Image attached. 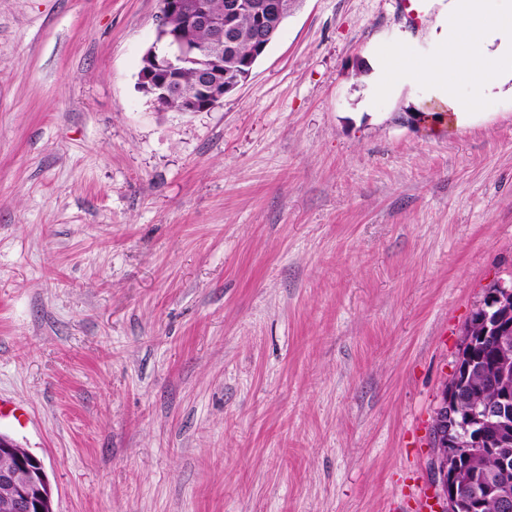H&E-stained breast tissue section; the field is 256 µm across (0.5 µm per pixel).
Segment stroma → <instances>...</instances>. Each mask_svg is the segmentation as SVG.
<instances>
[{
	"label": "stroma",
	"instance_id": "1",
	"mask_svg": "<svg viewBox=\"0 0 512 512\" xmlns=\"http://www.w3.org/2000/svg\"><path fill=\"white\" fill-rule=\"evenodd\" d=\"M160 0H0V433L54 512H392L512 281V102L368 98L443 0H301L205 112L138 87Z\"/></svg>",
	"mask_w": 512,
	"mask_h": 512
}]
</instances>
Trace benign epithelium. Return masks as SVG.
<instances>
[{
	"label": "benign epithelium",
	"instance_id": "benign-epithelium-1",
	"mask_svg": "<svg viewBox=\"0 0 512 512\" xmlns=\"http://www.w3.org/2000/svg\"><path fill=\"white\" fill-rule=\"evenodd\" d=\"M291 0H266L256 6L247 0H227L224 8L215 11L211 0H161L156 17L161 46H152L143 54L139 72L141 90L156 106L167 109V102L179 101L181 112L207 111L222 101L224 96L245 82L252 73V62L261 55L273 33L274 21L289 12ZM248 11L252 15L251 51L247 57L234 58L235 72L224 74V47L236 43V17ZM206 28L214 33L206 47L188 42L186 25ZM191 61L199 63L193 88H184L181 72ZM456 387L445 384L440 392L435 413L439 414L431 436V456L428 469L437 490L440 512H454L457 501V470L453 467L450 449L458 447V438L450 436L448 408L453 404ZM483 422L507 430L512 425V402L505 399L481 408ZM463 436L477 448L498 445L499 435L489 430L470 432L462 426ZM8 456L11 463L0 466V512H53L52 489L42 461L28 449L8 436L0 434V457ZM497 482L499 484L498 510L512 512V458H500Z\"/></svg>",
	"mask_w": 512,
	"mask_h": 512
}]
</instances>
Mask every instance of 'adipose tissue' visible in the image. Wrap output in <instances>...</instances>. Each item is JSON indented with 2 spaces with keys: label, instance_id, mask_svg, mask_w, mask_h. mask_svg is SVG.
Returning <instances> with one entry per match:
<instances>
[{
  "label": "adipose tissue",
  "instance_id": "1",
  "mask_svg": "<svg viewBox=\"0 0 512 512\" xmlns=\"http://www.w3.org/2000/svg\"><path fill=\"white\" fill-rule=\"evenodd\" d=\"M370 68L381 94L434 88L432 104L418 107L433 132L469 125L483 102L512 98V0H448L428 53L405 43L379 52Z\"/></svg>",
  "mask_w": 512,
  "mask_h": 512
}]
</instances>
